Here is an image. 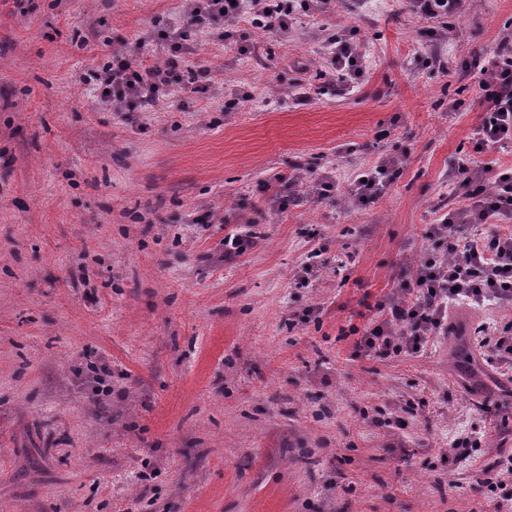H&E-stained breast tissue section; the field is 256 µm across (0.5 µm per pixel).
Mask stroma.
Here are the masks:
<instances>
[{
  "label": "stroma",
  "instance_id": "obj_1",
  "mask_svg": "<svg viewBox=\"0 0 512 512\" xmlns=\"http://www.w3.org/2000/svg\"><path fill=\"white\" fill-rule=\"evenodd\" d=\"M185 4L0 0V505L497 512L471 473L512 435V405L486 414L466 384L475 368L489 399L512 389L474 334L512 310L449 301L447 334L386 359L357 355L351 330L464 203L451 165L484 116L468 65L491 60L512 0H465L444 28L407 0H335L285 36L244 20L196 36L184 65L210 67L208 92L101 109L89 71L141 39L162 60L146 37ZM328 28L357 44L360 80L329 69ZM388 155L399 174L354 202ZM284 176L334 188L284 206ZM469 432L486 446L448 458ZM400 161L398 156H388L373 169L360 173L351 192L354 200L364 203L378 198L386 184L398 174ZM362 179H367V182H362Z\"/></svg>",
  "mask_w": 512,
  "mask_h": 512
}]
</instances>
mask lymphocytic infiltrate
I'll return each instance as SVG.
<instances>
[{
  "instance_id": "obj_1",
  "label": "lymphocytic infiltrate",
  "mask_w": 512,
  "mask_h": 512,
  "mask_svg": "<svg viewBox=\"0 0 512 512\" xmlns=\"http://www.w3.org/2000/svg\"><path fill=\"white\" fill-rule=\"evenodd\" d=\"M300 5L327 13L332 0H189L179 22L157 32L158 39L168 46L171 63L135 67L130 63V47L115 49L111 62L92 73L98 99L102 105L133 112L145 99L184 79L195 84L197 91H207L211 79L208 67L185 74L175 64L190 51L187 35L237 27L246 15L254 27L284 35L290 28V16ZM471 66L477 72L478 90L486 105L485 118L472 132L474 150L480 153L512 139V32L500 39L490 65L476 59ZM399 168V157L389 156L364 172L354 182V200L364 203L378 198ZM457 173L464 184L486 182L490 190L473 196L470 203L430 226L427 237L438 255L419 268L412 285L403 286L383 320L364 328L356 347L366 355L387 358L419 352L429 337L439 335L449 300L512 305V229L479 237L464 233L465 224H488L512 215V168L501 170L463 159L457 164Z\"/></svg>"
}]
</instances>
